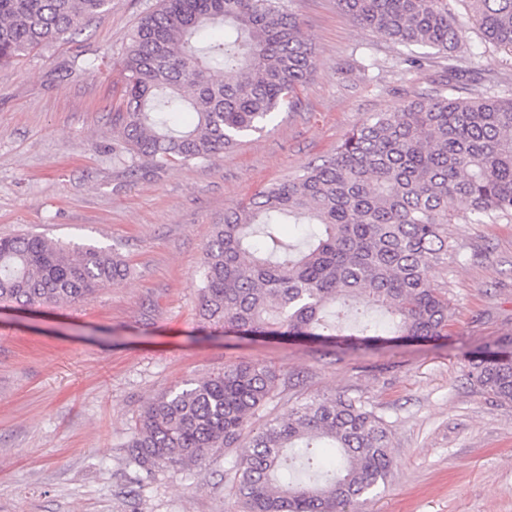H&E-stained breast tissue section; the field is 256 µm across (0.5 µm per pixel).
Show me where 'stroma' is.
<instances>
[{"instance_id": "35a3bbf8", "label": "stroma", "mask_w": 512, "mask_h": 512, "mask_svg": "<svg viewBox=\"0 0 512 512\" xmlns=\"http://www.w3.org/2000/svg\"><path fill=\"white\" fill-rule=\"evenodd\" d=\"M158 0H111L75 38L0 66V238L28 231L113 247L130 273L75 305L0 303V512H242L230 449L205 466L131 462L147 402L232 362L279 376L261 420L301 402L362 401L391 430L392 478L359 512H512V404L467 379V353L512 336V220L452 224L457 254L432 270L452 319L436 340L346 350L242 339L199 318L203 248L224 212L331 155L374 114L438 89L445 54L385 39L336 0H289L315 66L260 133L206 161L117 160L122 60ZM461 57L512 93V56L467 29ZM96 63L80 70L82 60Z\"/></svg>"}]
</instances>
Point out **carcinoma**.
<instances>
[{
  "mask_svg": "<svg viewBox=\"0 0 512 512\" xmlns=\"http://www.w3.org/2000/svg\"><path fill=\"white\" fill-rule=\"evenodd\" d=\"M463 1L483 38L512 54V0H337L360 25L448 54V93L380 112L336 151L224 213L203 250L202 322L245 335L310 337L349 349L448 329V290L429 277L456 254L448 225L512 218V98L494 77L453 63ZM111 0H0V64L82 31ZM314 66L286 0H159L123 62V149L157 168L204 161L260 133L293 106ZM224 72L213 77L215 68ZM481 84L476 96L456 94ZM457 200L469 204L461 215ZM290 224L313 228L295 236ZM129 274L118 253L37 235L0 238V301L76 304ZM468 376L512 403V338L468 354ZM278 375L233 363L153 397L126 443L147 471L202 467L237 448L244 512H351L392 474L391 431L359 400L315 399L254 425Z\"/></svg>",
  "mask_w": 512,
  "mask_h": 512,
  "instance_id": "obj_1",
  "label": "carcinoma"
}]
</instances>
